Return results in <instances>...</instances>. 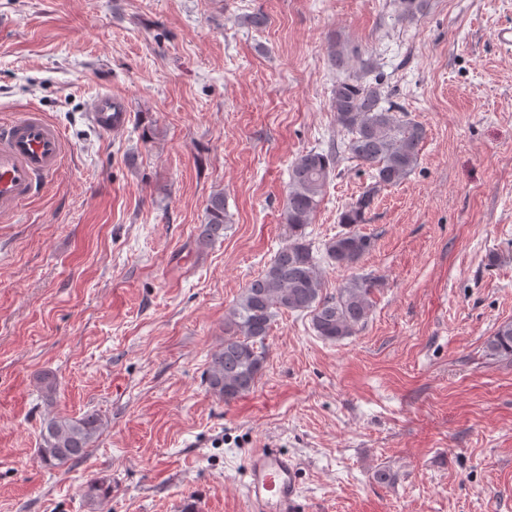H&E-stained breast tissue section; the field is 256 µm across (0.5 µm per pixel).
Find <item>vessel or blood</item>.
Here are the masks:
<instances>
[{
	"label": "vessel or blood",
	"mask_w": 512,
	"mask_h": 512,
	"mask_svg": "<svg viewBox=\"0 0 512 512\" xmlns=\"http://www.w3.org/2000/svg\"><path fill=\"white\" fill-rule=\"evenodd\" d=\"M92 123L115 132L125 127L127 113L121 101L103 94L90 110ZM61 131L40 114L24 112L0 127V215L13 214L39 181L52 176L64 153ZM299 468L273 446L255 449L245 473L251 512H298Z\"/></svg>",
	"instance_id": "obj_1"
}]
</instances>
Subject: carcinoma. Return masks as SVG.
<instances>
[{
    "mask_svg": "<svg viewBox=\"0 0 512 512\" xmlns=\"http://www.w3.org/2000/svg\"><path fill=\"white\" fill-rule=\"evenodd\" d=\"M427 0H400L401 16L413 20ZM330 107L336 123L348 135L345 151L370 173L373 180L359 197L339 215L347 231L324 244L322 259L338 267H351L373 247L372 237L357 226L365 223L378 192L402 182L417 164L425 128L397 115L396 105L384 93L383 84L366 77L345 78L332 89ZM336 147L301 153L289 171L288 194L281 213L288 228V243L271 263L246 287L224 322V342L216 350L205 372L208 390L231 402L250 392L261 375L265 356L257 345L264 344L272 319L278 312H309L312 328L325 340L340 341L353 335L367 321L373 307L377 280L353 276L336 292L324 291L319 260L305 239V228L320 206L323 191L336 171ZM229 223L224 194H214L206 206L200 242L207 244L224 236ZM488 355L512 357V322L498 326L486 341ZM104 427L101 416L92 411L80 417L52 415L41 431L39 461L61 467L84 458L90 444ZM112 494V484L93 480L83 491L89 512Z\"/></svg>",
    "mask_w": 512,
    "mask_h": 512,
    "instance_id": "obj_1",
    "label": "carcinoma"
}]
</instances>
